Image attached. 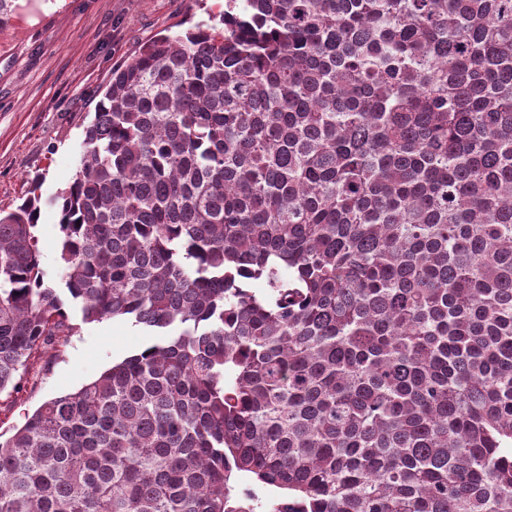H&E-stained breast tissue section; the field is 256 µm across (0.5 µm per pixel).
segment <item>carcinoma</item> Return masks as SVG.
<instances>
[{
	"label": "carcinoma",
	"instance_id": "carcinoma-1",
	"mask_svg": "<svg viewBox=\"0 0 512 512\" xmlns=\"http://www.w3.org/2000/svg\"><path fill=\"white\" fill-rule=\"evenodd\" d=\"M228 0L112 68L60 210L158 341L0 439V512H512V0ZM0 211V392L73 330Z\"/></svg>",
	"mask_w": 512,
	"mask_h": 512
}]
</instances>
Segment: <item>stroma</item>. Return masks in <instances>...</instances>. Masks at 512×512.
<instances>
[{"label": "stroma", "mask_w": 512, "mask_h": 512, "mask_svg": "<svg viewBox=\"0 0 512 512\" xmlns=\"http://www.w3.org/2000/svg\"><path fill=\"white\" fill-rule=\"evenodd\" d=\"M216 0H26L0 30V210L8 212L41 181L45 200L68 187L112 68L160 35L185 32L220 15ZM56 207L42 205L36 234L45 280L61 285ZM33 360L18 390L0 393V433L44 401L73 392L155 340L126 319L82 323Z\"/></svg>", "instance_id": "obj_1"}]
</instances>
